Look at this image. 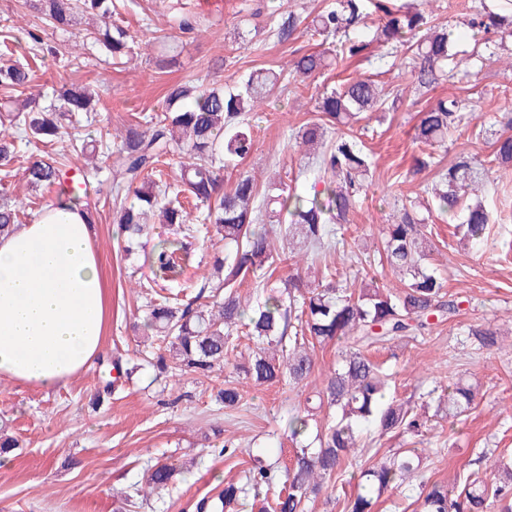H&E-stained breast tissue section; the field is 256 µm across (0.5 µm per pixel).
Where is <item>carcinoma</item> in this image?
I'll return each instance as SVG.
<instances>
[{
	"label": "carcinoma",
	"instance_id": "obj_1",
	"mask_svg": "<svg viewBox=\"0 0 512 512\" xmlns=\"http://www.w3.org/2000/svg\"><path fill=\"white\" fill-rule=\"evenodd\" d=\"M37 2L44 19L58 26L70 24L76 12L97 17L101 26L86 30L81 39L102 44L111 60L130 53V35L107 22L112 16V0ZM506 9L508 5L501 3L495 11L486 0H480L469 22L472 36L511 28L512 19L500 14ZM373 12L383 21L375 28L367 23ZM300 23L295 13H288L276 29L278 40L287 41ZM426 24L421 12L399 6L396 0H371L369 4L366 0H336V7L319 13L305 29L312 37H338L336 54L347 59L359 56L378 39L392 49L405 45L412 51L411 73L417 87L430 90L444 76V66L459 67L457 53L450 52L449 45L462 42L463 36L446 29L423 34L421 28ZM327 66L325 53L303 54L293 63V76L304 80ZM29 80L28 70L20 63L0 67V87L17 91ZM279 81V75L268 71L250 74L236 93L178 85L168 93L161 115L144 126L129 124L115 136L118 164L110 192L117 199L124 194L133 196L113 218L126 252H133L150 236L147 216L158 210L163 223L178 227L172 235L158 238L150 253L159 279L177 280L182 272L180 262L191 255L190 235L181 230L187 212L166 200V190L157 180L163 157L174 149L192 158L183 175L186 190L206 208L205 220L224 240V255L214 256L215 284L205 283L195 292L182 290L180 298L157 292L149 298L144 333L157 345L153 366L159 373L174 370L208 378L224 367V357L237 350L238 340L245 338L252 347L247 359L236 363L237 374L254 385L282 384L293 390L311 376L316 346L341 340L348 345L325 386L306 397V406L288 419L283 435L291 448L284 466L277 461L254 465L243 481L225 484L218 501L200 503L201 512L207 508L239 512L248 497L260 503L259 512H306L307 503L324 484L352 465L362 430L371 426L383 433L403 430L424 443L420 414L408 402L387 398L391 374L366 352L426 329L433 317L451 319L459 312V303L447 297L441 279L424 265L432 244L426 235V217L413 206L402 207L384 232L387 262L403 287L392 291L367 273L365 287L347 288L336 281L327 265L314 285L298 275L282 287H271L253 305L242 301L238 292L242 282L250 275L264 274L280 260L276 238H296L317 254L327 249L334 234L332 225L348 223L357 192L369 181L371 162L344 128L384 103L373 80H348L322 95L317 112L298 131L300 144L322 149L318 177L327 184L325 197L308 195L275 180L261 194L254 180L244 174L226 191L224 170L237 166L253 149L248 114ZM53 97L54 105L47 109L25 103L14 120L23 122L33 137L48 142L63 134L67 122L96 121L94 92L62 86L53 90ZM462 120L461 100L441 99L420 113L415 139L426 147L442 146ZM501 124L503 130L492 143L490 162L511 166L512 114H503ZM332 127L336 138L326 146L325 136ZM16 154V136L1 130L0 166H8ZM480 174L476 160L461 157L439 172L440 186L434 188L438 210L452 220L459 219L457 228L478 247L484 245L491 215L484 205L468 203L465 197ZM25 178L33 187L52 190L58 204L79 200L68 183L65 165L58 161L33 162L26 168ZM283 212L289 217L283 227L264 223ZM17 224V205L5 195L0 198V234ZM468 335L481 348L496 347L498 332L489 322L470 328ZM426 397L436 402V412L452 421L465 416L474 402L472 389L460 380H452L440 390L434 388ZM216 400L226 409H238L243 405L242 389L229 382L217 392ZM322 410L332 415L324 426L316 420ZM422 464V450L411 448L362 468L361 491L347 503L346 512H373L388 489L419 472ZM179 473L173 464L154 465L142 501L148 502L156 490L167 489ZM279 476L282 487L270 500L268 491ZM418 501L420 512H512V467H503V476L495 483L471 473L451 488L442 483L424 486Z\"/></svg>",
	"mask_w": 512,
	"mask_h": 512
}]
</instances>
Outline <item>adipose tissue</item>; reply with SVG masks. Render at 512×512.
Segmentation results:
<instances>
[{"label": "adipose tissue", "mask_w": 512, "mask_h": 512, "mask_svg": "<svg viewBox=\"0 0 512 512\" xmlns=\"http://www.w3.org/2000/svg\"><path fill=\"white\" fill-rule=\"evenodd\" d=\"M82 205L49 204L0 235V377L49 389L103 347L106 296Z\"/></svg>", "instance_id": "obj_1"}]
</instances>
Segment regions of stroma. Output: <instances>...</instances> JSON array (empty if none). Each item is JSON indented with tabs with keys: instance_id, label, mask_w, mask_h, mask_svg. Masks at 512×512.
Here are the masks:
<instances>
[{
	"instance_id": "1",
	"label": "stroma",
	"mask_w": 512,
	"mask_h": 512,
	"mask_svg": "<svg viewBox=\"0 0 512 512\" xmlns=\"http://www.w3.org/2000/svg\"><path fill=\"white\" fill-rule=\"evenodd\" d=\"M334 0H112V20L133 38L128 63L103 64L98 46L85 45L77 62L51 55H33L19 47L14 58L30 70L25 89L5 95L0 90V120L20 103L50 102L59 81L98 91L99 121L80 127L83 138H96L102 124L116 128L163 112L169 89L189 83L205 89L240 88L250 72L271 69L282 79L268 101L251 112L254 150L237 168L224 172L225 185L251 175L258 189L270 178L290 181L300 166L294 137L312 117L319 98L345 78H369L383 85L387 98L381 110L354 124L353 134L364 145L373 176L346 224L337 226L341 245L330 258L340 280L361 285L365 273L386 287H398L382 254V225L392 223L403 205L425 207L436 168L415 172L416 158L427 155L450 165L459 157L488 158L490 142L500 126L499 114L512 113V36L504 37L494 55L470 61L454 81L434 90L418 91L407 54L388 53L372 44L362 55L335 61L305 81L289 79L293 59L310 50L331 48V41L296 30L287 42L272 31L281 17L295 13L313 17ZM473 0H418L429 25L462 29L473 16ZM196 16V30H179L182 15ZM85 15L60 29L45 24L25 0H0V35L21 36L38 31L44 43L60 48L74 43L85 28ZM458 95L466 100L459 132L441 147L428 148L414 139L420 112L438 99ZM51 156L66 163L71 176L87 179L82 201L96 218V248L105 283L108 317L100 362L50 389L0 380V420L18 441L11 462L0 467V512H136L124 496L135 495L147 466L168 461L181 469L178 481L150 512H197V503L216 497L225 483L243 479L254 458L270 461L281 455L280 436L295 408L308 392L319 390L339 359L337 345L316 348L315 368L307 386L244 385L243 409H224L216 393L233 379L225 365L211 379L196 380L181 372L158 374L150 365L151 347L141 323L144 300L138 284L151 283L153 268L146 251L126 255L115 236L118 207L110 193L114 161L101 158L99 173L87 176L84 160L73 152L69 134L50 143L32 141L8 170H0V191L21 204L20 223H30L49 194L27 185L23 170ZM492 211L488 245L476 250L461 241L447 215L431 211L427 229L436 246L432 267L443 278L449 295L459 301L452 321L433 322L418 336L404 337L373 350L386 363L396 399L420 406L422 393L447 383L449 377L477 385L472 409L460 421L426 409L424 468L412 481L385 494L374 512H416L420 483L453 484L456 477L484 470L482 456L491 449H512V354L475 349L467 338L470 326L492 322L512 333V166H489L474 193ZM134 358L141 368L133 383L93 408L91 401L108 376L113 356ZM233 440L234 455L221 454L224 440Z\"/></svg>"
}]
</instances>
